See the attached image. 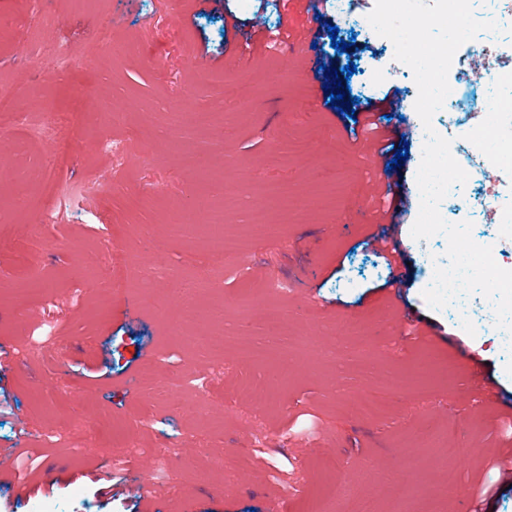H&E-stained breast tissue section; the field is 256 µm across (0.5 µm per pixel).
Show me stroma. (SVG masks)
<instances>
[{
    "mask_svg": "<svg viewBox=\"0 0 512 512\" xmlns=\"http://www.w3.org/2000/svg\"><path fill=\"white\" fill-rule=\"evenodd\" d=\"M374 5L351 0L354 20L338 36L352 45L341 52L298 0H0V83L26 90L24 124L0 133V225L11 229L0 246V454L15 455L0 473V512H308L313 502L321 512H512V484L496 483L512 449V338L428 306L423 257L445 256L447 240L412 239L419 193L387 230L401 268L367 244L357 210L379 170L349 113L330 103L335 76L288 56L294 36L336 69L355 65L348 85L361 105L396 99L420 129L411 69L364 29ZM107 28L119 36L113 50L90 54ZM50 44L75 51L69 69L42 53ZM236 58L240 78L223 88L197 68L219 72ZM277 70L291 83H276ZM50 120L78 151L33 137ZM289 120L311 142L308 157L280 135ZM102 132L127 143L122 165L98 149ZM228 182L274 183L291 199L312 185L348 190L335 208L281 209V232L256 239L246 234L250 203L226 196ZM23 186L40 192V209L16 204ZM481 196L466 182L446 215L471 221L479 244ZM189 200L223 210L244 235L253 287L286 283L280 344L268 342L264 301L241 297L206 224L183 217ZM107 245L144 269L164 251L167 266L102 302ZM203 272L211 286L198 313L214 336L205 348L187 343L194 326L171 294ZM401 308L413 322H398ZM350 320L364 323L369 350L337 344ZM245 349L267 367L288 355V381L265 383ZM475 362L498 401L473 393ZM171 368L184 382L168 400L156 386ZM375 389L388 390V410L360 411ZM119 443L139 447L122 468L111 461ZM156 448L167 467L152 474L158 494L144 497L130 486ZM373 459L376 483L360 478ZM340 478L357 483L356 502L335 499Z\"/></svg>",
    "mask_w": 512,
    "mask_h": 512,
    "instance_id": "stroma-1",
    "label": "stroma"
}]
</instances>
